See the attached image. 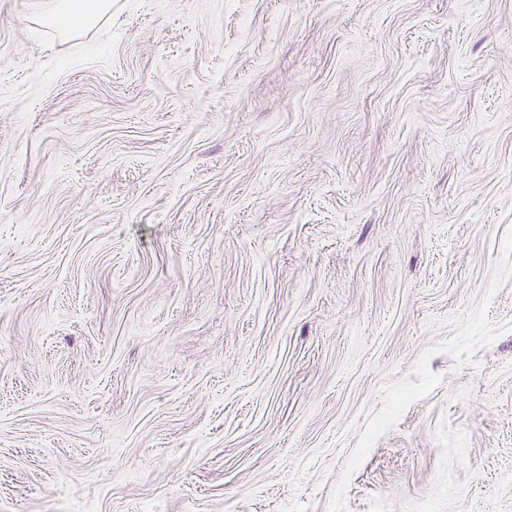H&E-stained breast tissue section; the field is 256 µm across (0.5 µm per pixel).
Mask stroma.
I'll use <instances>...</instances> for the list:
<instances>
[{
	"instance_id": "stroma-1",
	"label": "stroma",
	"mask_w": 512,
	"mask_h": 512,
	"mask_svg": "<svg viewBox=\"0 0 512 512\" xmlns=\"http://www.w3.org/2000/svg\"><path fill=\"white\" fill-rule=\"evenodd\" d=\"M0 0V512H512V0ZM49 22L64 31H88L112 16V0H60Z\"/></svg>"
}]
</instances>
